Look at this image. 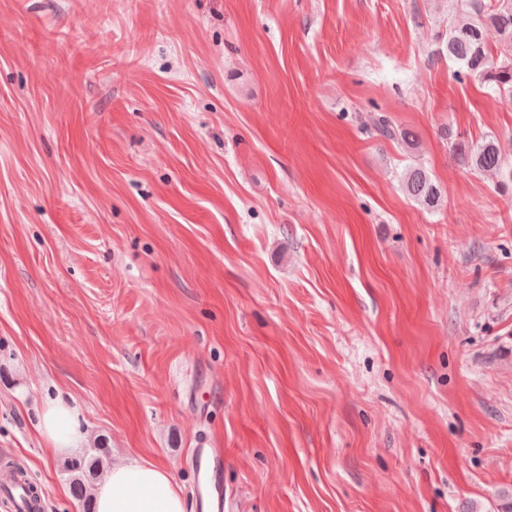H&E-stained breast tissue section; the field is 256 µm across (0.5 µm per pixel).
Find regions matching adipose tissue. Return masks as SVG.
<instances>
[{
    "label": "adipose tissue",
    "mask_w": 512,
    "mask_h": 512,
    "mask_svg": "<svg viewBox=\"0 0 512 512\" xmlns=\"http://www.w3.org/2000/svg\"><path fill=\"white\" fill-rule=\"evenodd\" d=\"M37 429L51 458L74 451L87 436L75 407L62 396L47 402ZM92 493L95 512H189L169 470L152 462L118 460Z\"/></svg>",
    "instance_id": "adipose-tissue-1"
}]
</instances>
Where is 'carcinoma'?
<instances>
[{"label": "carcinoma", "instance_id": "cac0c4a2", "mask_svg": "<svg viewBox=\"0 0 512 512\" xmlns=\"http://www.w3.org/2000/svg\"><path fill=\"white\" fill-rule=\"evenodd\" d=\"M465 6L467 18L448 30L445 44L448 59L459 65L456 79L512 97V0H465ZM489 28L499 36L495 49L486 41ZM364 126L389 139L398 137L405 143L414 142L408 133L396 132L385 117L374 113L364 120ZM458 149L474 170L494 172L512 183V160L505 156L497 139L486 138L473 146L461 141ZM402 184L406 195L423 208L441 205V190L425 168L407 169ZM107 455L108 449L104 447L89 448L64 463L71 493L82 502L84 512H92L90 489L103 474Z\"/></svg>", "mask_w": 512, "mask_h": 512}]
</instances>
